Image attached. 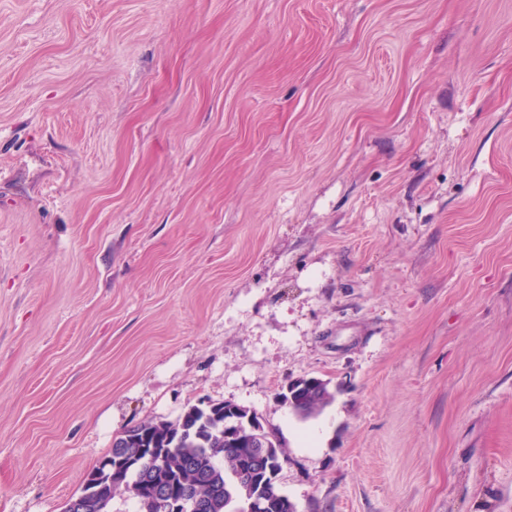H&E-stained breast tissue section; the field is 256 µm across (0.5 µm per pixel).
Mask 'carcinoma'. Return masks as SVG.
<instances>
[{
    "label": "carcinoma",
    "mask_w": 512,
    "mask_h": 512,
    "mask_svg": "<svg viewBox=\"0 0 512 512\" xmlns=\"http://www.w3.org/2000/svg\"><path fill=\"white\" fill-rule=\"evenodd\" d=\"M279 398L306 419L330 404L329 382H290ZM233 439L224 437V402L192 404L173 421H144L113 440L106 458L126 456L136 466L117 476L102 475L104 492L89 499L85 512H110L112 498L128 494L138 512H162L156 501L140 491L155 473L203 504L201 512H239L245 500L259 494L270 500L267 512H297L282 496L279 481L265 480L272 466L283 469L286 452L274 435L257 424Z\"/></svg>",
    "instance_id": "obj_1"
}]
</instances>
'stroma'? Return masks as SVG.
<instances>
[{
	"instance_id": "1",
	"label": "stroma",
	"mask_w": 512,
	"mask_h": 512,
	"mask_svg": "<svg viewBox=\"0 0 512 512\" xmlns=\"http://www.w3.org/2000/svg\"><path fill=\"white\" fill-rule=\"evenodd\" d=\"M202 400L297 512H512V0H0V512ZM334 396L328 381H307L303 377L290 382L279 394L280 400L304 419L320 412Z\"/></svg>"
}]
</instances>
